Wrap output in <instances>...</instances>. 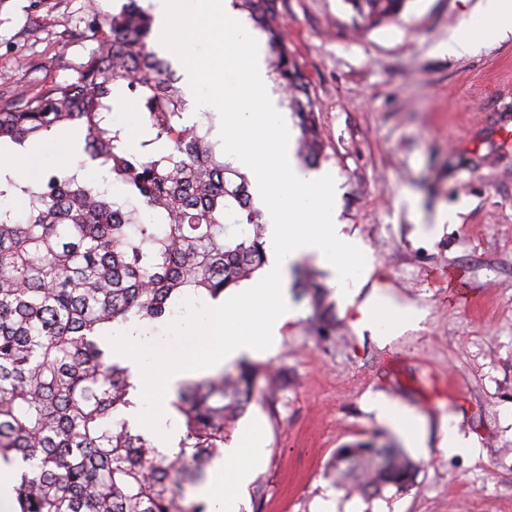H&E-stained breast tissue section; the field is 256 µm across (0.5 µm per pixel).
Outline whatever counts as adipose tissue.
I'll list each match as a JSON object with an SVG mask.
<instances>
[{"label": "adipose tissue", "mask_w": 512, "mask_h": 512, "mask_svg": "<svg viewBox=\"0 0 512 512\" xmlns=\"http://www.w3.org/2000/svg\"><path fill=\"white\" fill-rule=\"evenodd\" d=\"M473 14L474 22H463L448 32L447 40L438 43V53L461 57L477 51L484 45L496 43L512 36V0H478ZM362 322L377 333L387 334L416 321L418 312L412 308L384 307L376 298H368L360 307ZM261 453L258 442L244 444L230 454L232 471L230 476L216 474L213 482L202 486L199 494L211 503L212 512H238L237 490L250 475L254 460Z\"/></svg>", "instance_id": "ef3b65f1"}]
</instances>
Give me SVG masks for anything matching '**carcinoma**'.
<instances>
[{"instance_id": "cac0c4a2", "label": "carcinoma", "mask_w": 512, "mask_h": 512, "mask_svg": "<svg viewBox=\"0 0 512 512\" xmlns=\"http://www.w3.org/2000/svg\"><path fill=\"white\" fill-rule=\"evenodd\" d=\"M344 2L376 25L411 0ZM232 5L266 32L275 81L299 119L298 152L315 163L317 116L279 0ZM94 25L76 80L0 105V152L68 126L103 171L98 183L79 167L48 171L33 189L0 165V463L15 477V512H208L203 500L184 507L180 487L203 483L224 456L252 397L251 369L181 385L171 406L182 435L165 451L123 417L135 385L106 337L252 278L265 263L263 214L248 177L224 160L212 116L185 123L189 101L150 48L152 18L138 0ZM125 102L142 128L137 149L111 119ZM14 199L23 211L6 205ZM334 468L360 495L403 492L417 474L401 450L373 443L338 449Z\"/></svg>"}]
</instances>
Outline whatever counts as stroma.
<instances>
[{"instance_id":"1","label":"stroma","mask_w":512,"mask_h":512,"mask_svg":"<svg viewBox=\"0 0 512 512\" xmlns=\"http://www.w3.org/2000/svg\"><path fill=\"white\" fill-rule=\"evenodd\" d=\"M475 4L413 0L359 31L344 0H282L319 115L317 166L335 173L338 220L370 270L359 296L420 319L373 336L328 270L295 266L297 316L273 356L251 359L253 398L230 433L262 447L239 512H512V37L434 51ZM93 45L87 0H0V103L74 80ZM451 206L456 223L435 226ZM378 395L424 424L426 447L376 418ZM444 428L471 447L445 455ZM373 440L419 462L408 492L339 486L337 449Z\"/></svg>"}]
</instances>
